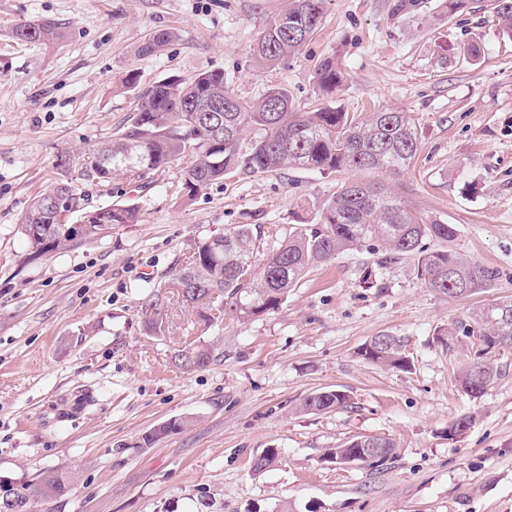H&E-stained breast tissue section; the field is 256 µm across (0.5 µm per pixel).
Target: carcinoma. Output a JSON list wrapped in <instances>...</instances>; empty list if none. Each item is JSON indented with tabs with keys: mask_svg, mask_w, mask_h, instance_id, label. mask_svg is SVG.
<instances>
[{
	"mask_svg": "<svg viewBox=\"0 0 512 512\" xmlns=\"http://www.w3.org/2000/svg\"><path fill=\"white\" fill-rule=\"evenodd\" d=\"M323 0H288L287 7L263 30L251 47L260 65L274 67L298 54L317 32ZM499 32L512 39V0H493ZM28 42H51L61 36L60 27L43 20L18 26L14 36ZM174 33L159 31L138 48V55L158 52ZM344 81L336 56L324 58L316 70V83L332 95ZM137 112L129 123L94 149V163L85 169L87 179L100 184L112 181L117 172H158L175 161L186 163L183 186L192 196L227 175L275 173L288 169L323 173L377 170L398 174L407 169L418 152V138L409 113L380 110L354 120L336 107L326 105L300 112L293 107L287 88L277 85L259 99L246 103L224 81V72L207 71L191 78H172L143 87ZM246 130L257 132L249 150L241 148ZM135 206L113 204L95 209L85 206L84 196L72 183L61 180L36 195L22 218L21 233L29 255L35 258L72 243L98 238L103 226L135 224ZM456 229L411 210L399 196L377 185L351 179L323 204L318 222L290 232L262 263H256L258 236L250 224H238L224 233L200 241L187 261L152 285L143 305L162 313L168 293L196 309L198 318L215 324L212 311L224 304L241 318H254L277 309L296 287L308 268L329 262L340 253L370 240H380L393 257L414 261L416 278L443 295L467 298L492 286L494 269L454 251L449 243ZM442 244L429 249L423 241ZM474 336L480 341L471 365L460 376L463 389L477 398L500 375V369L484 355L512 346V301L476 312L468 322L440 330L441 347L451 349L454 338ZM373 351L359 355L384 367L405 369L409 360L399 336H377ZM174 364L183 371L207 368L213 354L204 346L176 351ZM349 396L334 390L305 397L300 411L325 413L347 406ZM183 426L171 421L147 432L142 445L149 447ZM372 440L385 449L380 463L391 460L395 445L377 435L356 436L326 454L351 455ZM279 450L266 448L253 457L252 471L267 469ZM21 485L25 499L9 503L0 499V512H38L42 501L67 495L70 477L44 471L34 483Z\"/></svg>",
	"mask_w": 512,
	"mask_h": 512,
	"instance_id": "cac0c4a2",
	"label": "carcinoma"
}]
</instances>
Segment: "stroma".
Listing matches in <instances>:
<instances>
[{
    "instance_id": "stroma-1",
    "label": "stroma",
    "mask_w": 512,
    "mask_h": 512,
    "mask_svg": "<svg viewBox=\"0 0 512 512\" xmlns=\"http://www.w3.org/2000/svg\"><path fill=\"white\" fill-rule=\"evenodd\" d=\"M438 2L396 15L393 0H324L299 54L265 68L249 50L287 0H0V476L70 471L68 495L40 512H196L202 501L208 512H512V347L495 352L502 374L475 398L459 382L473 339L449 350L435 339L512 301V40L499 34L492 0H468L449 19ZM47 19L61 40L14 39L17 26ZM164 29L174 39L138 55ZM333 54L346 79L332 106L362 117L397 109L417 127L408 170L361 180L455 225L453 248L496 270L492 287L443 296L416 278L412 259L389 260L370 240L311 267L263 316L227 311L208 328L175 297L160 331H147L149 279L237 224L255 225L260 251L276 247L316 222L347 175L228 176L189 198L180 162L106 185L84 179L93 149L136 112L138 87L173 76L223 72L244 100L279 84L309 110L326 101L316 69ZM64 155L74 159L66 170ZM64 176L89 207L131 204L140 220L30 258L21 218ZM370 270L377 287H361ZM385 333L404 337L408 369L359 356ZM189 345L211 347L214 363L178 369L172 356ZM323 390L349 395V405L300 412ZM464 415L470 426L449 436ZM172 419L183 429L141 447L145 432ZM358 435L389 438L393 459H327L326 449ZM266 448L278 461L252 472Z\"/></svg>"
}]
</instances>
